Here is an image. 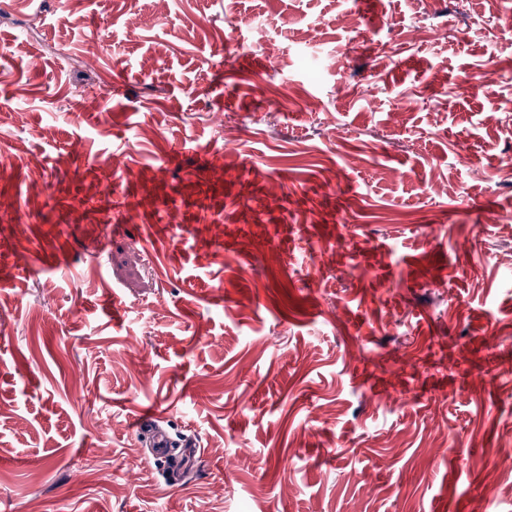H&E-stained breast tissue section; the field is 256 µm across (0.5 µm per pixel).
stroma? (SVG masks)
Here are the masks:
<instances>
[{"label":"stroma","instance_id":"stroma-1","mask_svg":"<svg viewBox=\"0 0 512 512\" xmlns=\"http://www.w3.org/2000/svg\"><path fill=\"white\" fill-rule=\"evenodd\" d=\"M511 152L512 0H0V512H512Z\"/></svg>","mask_w":512,"mask_h":512}]
</instances>
